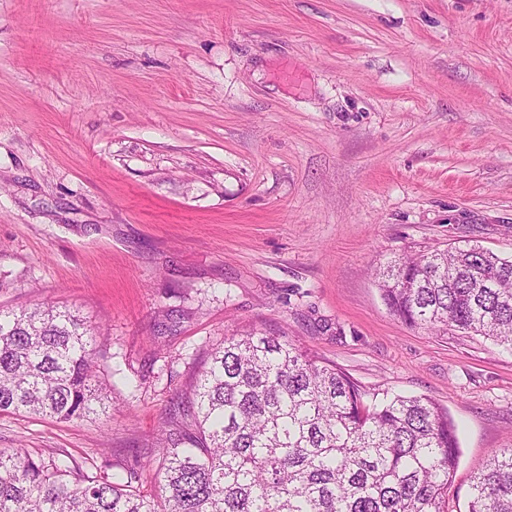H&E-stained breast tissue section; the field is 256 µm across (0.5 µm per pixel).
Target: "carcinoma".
Wrapping results in <instances>:
<instances>
[{
    "mask_svg": "<svg viewBox=\"0 0 512 512\" xmlns=\"http://www.w3.org/2000/svg\"><path fill=\"white\" fill-rule=\"evenodd\" d=\"M389 311L512 351V259L478 245L378 270ZM96 327L42 303L0 309V412L87 421L106 411ZM348 375L284 336L224 338L167 436L158 492L36 448L0 450V512H449L459 460L448 411L423 396L366 402ZM468 512H512V449L472 480Z\"/></svg>",
    "mask_w": 512,
    "mask_h": 512,
    "instance_id": "cac0c4a2",
    "label": "carcinoma"
}]
</instances>
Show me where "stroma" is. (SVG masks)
<instances>
[{
  "instance_id": "stroma-1",
  "label": "stroma",
  "mask_w": 512,
  "mask_h": 512,
  "mask_svg": "<svg viewBox=\"0 0 512 512\" xmlns=\"http://www.w3.org/2000/svg\"><path fill=\"white\" fill-rule=\"evenodd\" d=\"M512 254V0H0V308L98 327L112 410L0 413V449L158 486L211 348L288 337L457 426L450 512L512 448V352L413 328L376 272Z\"/></svg>"
}]
</instances>
